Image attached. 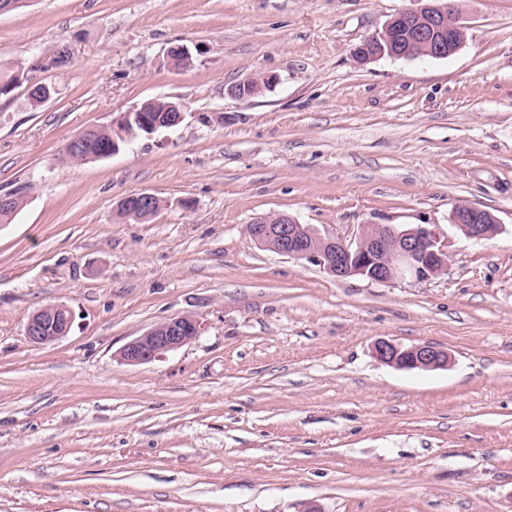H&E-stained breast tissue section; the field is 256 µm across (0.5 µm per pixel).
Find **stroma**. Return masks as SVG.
I'll list each match as a JSON object with an SVG mask.
<instances>
[{
	"mask_svg": "<svg viewBox=\"0 0 512 512\" xmlns=\"http://www.w3.org/2000/svg\"><path fill=\"white\" fill-rule=\"evenodd\" d=\"M413 0H28L0 14V512H512V0H455L445 59L360 63ZM196 50L174 68L171 45ZM73 52L59 69L46 63ZM276 75L263 93L232 86ZM176 128L86 164L66 144L150 98ZM149 192L144 221L117 202ZM490 211L476 243L457 202ZM271 212L323 235L434 224L445 274L336 279L255 245ZM63 303L64 338L25 335ZM196 315L139 365L122 346ZM452 361L399 370L376 340ZM73 319V312L67 305L49 304L29 317L25 335L32 344L47 345L66 336ZM200 320L192 314H182L160 322L126 343L120 350V360L128 365L150 361L157 355L177 350L200 335Z\"/></svg>",
	"mask_w": 512,
	"mask_h": 512,
	"instance_id": "obj_1",
	"label": "stroma"
}]
</instances>
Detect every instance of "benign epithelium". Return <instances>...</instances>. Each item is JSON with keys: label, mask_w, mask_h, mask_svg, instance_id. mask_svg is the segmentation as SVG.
Listing matches in <instances>:
<instances>
[{"label": "benign epithelium", "mask_w": 512, "mask_h": 512, "mask_svg": "<svg viewBox=\"0 0 512 512\" xmlns=\"http://www.w3.org/2000/svg\"><path fill=\"white\" fill-rule=\"evenodd\" d=\"M408 30V44L427 47L436 59L456 53V31L462 24L452 0H415V6L395 14L376 32L364 40L373 43L394 26ZM274 78L251 77L235 86L231 94L244 98L243 90L256 85V91L271 85ZM164 111L165 119L152 120L134 105L112 118V130L122 139V145L96 151L88 135L73 137L69 146L84 156V161H95L117 154L147 131L149 134L169 130L180 125L185 117V106L170 102ZM161 200L150 193L129 194L116 205V210L129 209L144 218L153 216ZM452 222L465 236L476 242L486 240L499 231L494 216L487 210L471 204L459 203L452 212ZM247 234L261 248L281 256L305 260L320 266L336 278L362 277L372 283L391 284L396 281L431 280L448 270V250L440 233L427 224L401 226L398 224H363L357 236H322L310 226L299 223L285 213L261 216L247 226ZM73 312L65 304H49L36 310L25 325L27 339L35 345H47L66 336L73 323ZM200 320L192 314H182L160 322L126 343L120 350V360L128 365L150 361L157 355L177 350L200 335ZM373 353L383 364L398 369H446L450 363L448 351L431 343L402 346L387 340L374 344Z\"/></svg>", "instance_id": "obj_1"}]
</instances>
